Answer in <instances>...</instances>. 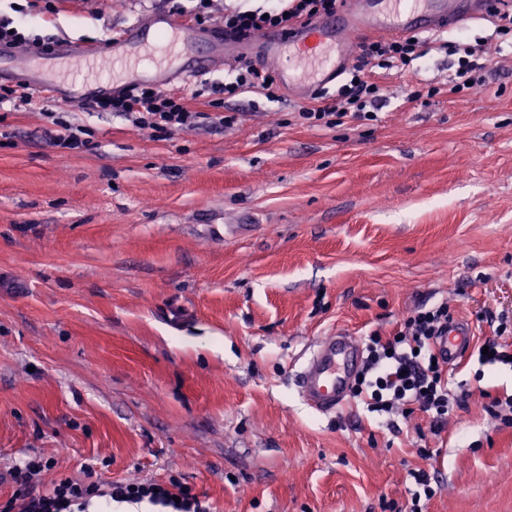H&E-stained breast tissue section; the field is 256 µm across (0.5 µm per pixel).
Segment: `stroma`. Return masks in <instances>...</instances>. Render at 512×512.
<instances>
[{
    "mask_svg": "<svg viewBox=\"0 0 512 512\" xmlns=\"http://www.w3.org/2000/svg\"><path fill=\"white\" fill-rule=\"evenodd\" d=\"M169 0H0V21L49 44H101ZM484 20L460 32L491 58L463 96L433 51L383 74L372 125L307 127L275 86L226 103L233 126L158 140L123 118L35 95L0 105V473L54 459L41 485L177 480L211 512H383L412 471L438 477L427 512H512V428L480 387L512 395V367L469 357L466 400L440 436L415 413L394 433L357 398L323 415L296 374L337 331L390 333L447 303L454 318L512 313V47ZM216 68L155 86L201 91ZM88 148L51 146L53 118ZM434 449L433 459L419 456Z\"/></svg>",
    "mask_w": 512,
    "mask_h": 512,
    "instance_id": "stroma-1",
    "label": "stroma"
}]
</instances>
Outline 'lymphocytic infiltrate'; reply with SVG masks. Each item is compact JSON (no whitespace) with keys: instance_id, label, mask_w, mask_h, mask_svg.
<instances>
[{"instance_id":"obj_1","label":"lymphocytic infiltrate","mask_w":512,"mask_h":512,"mask_svg":"<svg viewBox=\"0 0 512 512\" xmlns=\"http://www.w3.org/2000/svg\"><path fill=\"white\" fill-rule=\"evenodd\" d=\"M267 7L225 12L212 17L209 0H199L189 22L200 29L211 24L227 32L253 34L266 28H285L307 22L322 14L335 12L341 0H267ZM355 62L347 68V78L339 85L334 99H326L324 90H316L311 103L298 106L296 116L310 127H331L378 121V109L384 99L380 70L405 69L429 50L454 56L455 70L448 79V92L464 95L483 86L490 59L480 45L461 40L436 38L425 40L415 35L398 40L362 39ZM272 73L265 67L239 61L231 78L213 85L216 98L210 119L219 126L233 125L237 116L223 112L226 99L245 92L274 98ZM93 108L123 116L140 129L151 130L164 138L175 128H190L198 123V113L189 110L184 94L156 87L135 85L96 99ZM451 314L447 304L416 309L406 317L399 330L385 334L372 330L366 337V365L353 394L369 412L378 415L387 429H398L399 419L422 412L429 418V430L439 434L461 398L448 390L447 370L438 363L434 340L447 328ZM51 463L40 456L20 459L9 470L12 492L0 504V512H88L92 503L109 507L111 503L142 502L166 508L167 512H209L208 506L179 483L157 485L153 481L110 482L75 481L63 478L42 488L34 482L37 474Z\"/></svg>"}]
</instances>
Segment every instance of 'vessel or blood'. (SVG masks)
<instances>
[{"mask_svg": "<svg viewBox=\"0 0 512 512\" xmlns=\"http://www.w3.org/2000/svg\"><path fill=\"white\" fill-rule=\"evenodd\" d=\"M501 0H459L446 10L444 0H347L335 15L295 28L291 33L264 32L251 36L264 62L279 64L283 55L312 66L310 82L298 83L296 95L306 98L341 75L347 68L358 36L398 37L409 33L449 31L462 22L486 16L501 9ZM209 32L188 27L179 17L164 14L137 19L91 51L71 50L66 54L72 65V85H86L91 74L127 65L130 54L140 62L154 65L175 63L180 73L197 78L209 71V61L196 58L180 63L189 48L208 45ZM96 91L66 97V104L79 106L96 98ZM473 344L467 322L450 320L448 331L435 348L445 367L455 368L469 355ZM361 347L354 336L337 332L322 338L310 352L297 374L300 396L314 410L328 414L345 405L352 377L360 365Z\"/></svg>", "mask_w": 512, "mask_h": 512, "instance_id": "b4317fda", "label": "vessel or blood"}]
</instances>
